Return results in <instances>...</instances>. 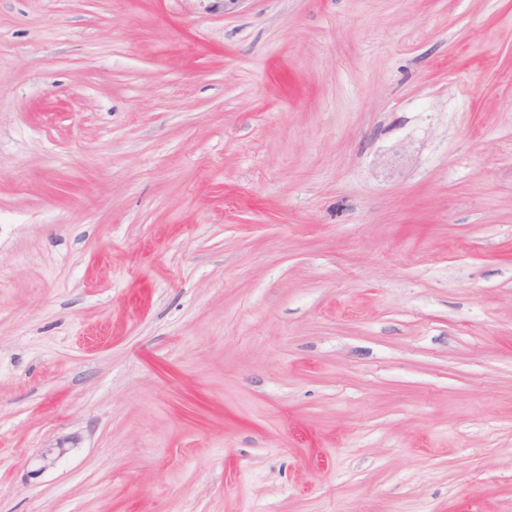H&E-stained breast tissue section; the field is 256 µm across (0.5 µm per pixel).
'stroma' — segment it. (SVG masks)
Instances as JSON below:
<instances>
[{
  "instance_id": "obj_1",
  "label": "stroma",
  "mask_w": 512,
  "mask_h": 512,
  "mask_svg": "<svg viewBox=\"0 0 512 512\" xmlns=\"http://www.w3.org/2000/svg\"><path fill=\"white\" fill-rule=\"evenodd\" d=\"M0 512H512V0H0Z\"/></svg>"
}]
</instances>
